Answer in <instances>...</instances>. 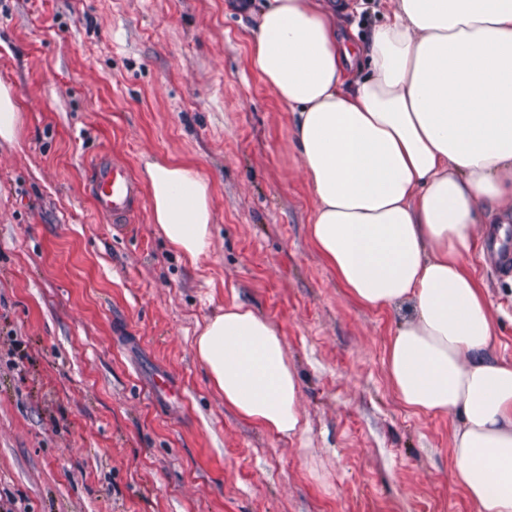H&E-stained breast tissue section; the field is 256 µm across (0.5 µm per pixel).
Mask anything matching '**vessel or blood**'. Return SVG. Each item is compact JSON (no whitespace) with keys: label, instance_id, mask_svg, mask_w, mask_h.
Instances as JSON below:
<instances>
[{"label":"vessel or blood","instance_id":"1","mask_svg":"<svg viewBox=\"0 0 512 512\" xmlns=\"http://www.w3.org/2000/svg\"><path fill=\"white\" fill-rule=\"evenodd\" d=\"M92 170L91 193L97 213L112 223H125L142 197L129 166L101 156L93 161Z\"/></svg>","mask_w":512,"mask_h":512}]
</instances>
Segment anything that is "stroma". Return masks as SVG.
I'll list each match as a JSON object with an SVG mask.
<instances>
[{
	"label": "stroma",
	"instance_id": "35a3bbf8",
	"mask_svg": "<svg viewBox=\"0 0 512 512\" xmlns=\"http://www.w3.org/2000/svg\"><path fill=\"white\" fill-rule=\"evenodd\" d=\"M379 0H342L360 47ZM245 0H0V498L16 512H475L453 479L457 415H414L387 377L410 304L348 296L314 247L290 114L249 62ZM145 157L212 188L211 245L178 258L151 202L100 217L91 161ZM512 362V275L466 257ZM245 303L282 334L306 441L224 405L194 350ZM182 390L154 391L157 373ZM20 112L10 88L0 83V141L9 145L16 141Z\"/></svg>",
	"mask_w": 512,
	"mask_h": 512
}]
</instances>
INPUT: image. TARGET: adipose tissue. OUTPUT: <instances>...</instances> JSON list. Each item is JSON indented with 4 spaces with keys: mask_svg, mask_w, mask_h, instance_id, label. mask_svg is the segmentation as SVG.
<instances>
[{
    "mask_svg": "<svg viewBox=\"0 0 512 512\" xmlns=\"http://www.w3.org/2000/svg\"><path fill=\"white\" fill-rule=\"evenodd\" d=\"M383 2L364 74L322 0H258L250 64L291 114L321 257L363 306L415 307L386 351L396 395L416 415H459L456 483L476 512H512V364L491 353L492 312L464 263L480 211L512 212V0ZM144 180L154 224L197 264L209 180L152 157ZM194 349L226 406L304 438L298 379L266 316L231 302Z\"/></svg>",
    "mask_w": 512,
    "mask_h": 512,
    "instance_id": "1",
    "label": "adipose tissue"
}]
</instances>
